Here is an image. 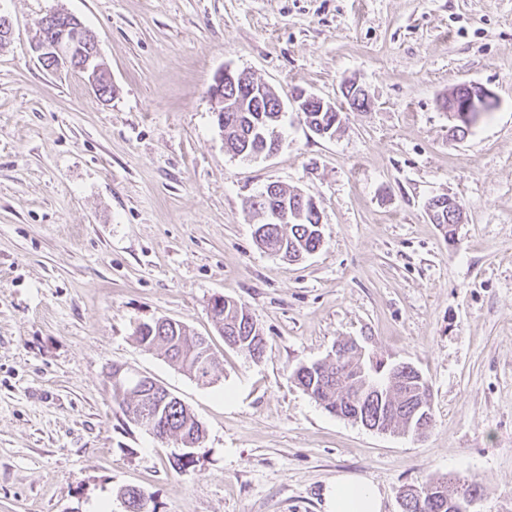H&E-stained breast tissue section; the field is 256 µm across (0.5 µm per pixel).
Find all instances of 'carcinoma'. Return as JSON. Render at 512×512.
<instances>
[{
	"mask_svg": "<svg viewBox=\"0 0 512 512\" xmlns=\"http://www.w3.org/2000/svg\"><path fill=\"white\" fill-rule=\"evenodd\" d=\"M345 99L350 107L359 109L367 106L369 97L362 87L351 85ZM341 114L338 107L333 112H322L315 106L301 113V117L310 130L328 129L333 135L341 127L338 120ZM284 115L282 101L271 87H265L261 110L253 111L248 107L242 112L224 113V124L220 125L224 131V148L231 155L246 159L271 153L279 147L275 129ZM262 194L268 201L260 203V208L255 210L262 219L254 231L260 248L295 261L322 246L320 210L310 207L299 193L280 185L274 186V192L266 189ZM435 218L446 235L454 234L458 224L456 207L443 202L435 211ZM211 311L227 345L254 358L261 355L265 340L245 305L229 297L216 296L211 301ZM137 336L141 343L162 349L169 360L197 381L211 383L205 369L215 371L218 362L206 338L191 334L185 325L169 319L156 321L145 331L138 330ZM291 378L328 412L352 422L358 420L372 425L388 418L393 422L392 431L403 434L407 433L409 416L421 399L417 373L396 370L394 365L387 366L381 361L363 373L355 351L342 362L328 355L302 364L293 370ZM366 380L372 384L373 391L362 390ZM112 399L125 413L133 406L153 410L157 416V432L181 441L183 448L201 439L194 416L179 400L158 397L146 386L135 398L120 399L114 394ZM403 512H452L448 506V479L427 481L426 490L419 494L408 492Z\"/></svg>",
	"mask_w": 512,
	"mask_h": 512,
	"instance_id": "obj_1",
	"label": "carcinoma"
}]
</instances>
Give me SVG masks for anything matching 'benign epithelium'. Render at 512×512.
Masks as SVG:
<instances>
[{
	"instance_id": "obj_1",
	"label": "benign epithelium",
	"mask_w": 512,
	"mask_h": 512,
	"mask_svg": "<svg viewBox=\"0 0 512 512\" xmlns=\"http://www.w3.org/2000/svg\"><path fill=\"white\" fill-rule=\"evenodd\" d=\"M48 23L52 26L53 37L46 40L38 39L33 46L41 64L48 69L62 64L72 67L87 76L88 82L98 96L105 97L103 86L110 84L111 79L100 78L102 66L95 34L77 17L62 9L48 13L43 24ZM232 74H234L232 70H225V74L219 75L216 84L209 90L211 97L223 105L221 108L223 112H232L236 109L232 100L223 96L224 76ZM234 75L239 77L243 84L252 81L247 72H238ZM495 103V95L480 85L472 86L466 95L456 91L452 92L448 95V115L454 121L451 132L472 128L479 120L484 108ZM130 375H132V371L119 366L108 373V380L118 394L129 395L139 390L138 386L128 380ZM476 498L477 493L465 487L448 488V504L455 512H469L468 507L474 503Z\"/></svg>"
}]
</instances>
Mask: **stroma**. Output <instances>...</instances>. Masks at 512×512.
Masks as SVG:
<instances>
[{
	"label": "stroma",
	"instance_id": "1",
	"mask_svg": "<svg viewBox=\"0 0 512 512\" xmlns=\"http://www.w3.org/2000/svg\"><path fill=\"white\" fill-rule=\"evenodd\" d=\"M93 31L115 92L40 64L52 10ZM0 512H324L336 475L403 488L478 483L512 512V0H0ZM231 68L342 107L333 138L288 112L281 148H224L208 89ZM353 81L367 108H348ZM465 82L497 106L461 139L439 107ZM315 198L323 244L289 263L256 244L245 202L269 184ZM460 201L445 239L429 198ZM245 304L260 358L209 313ZM210 337L197 383L136 329ZM431 388L425 435L329 414L292 378L341 339ZM152 378L203 424L185 471L112 401L107 372Z\"/></svg>",
	"mask_w": 512,
	"mask_h": 512
}]
</instances>
